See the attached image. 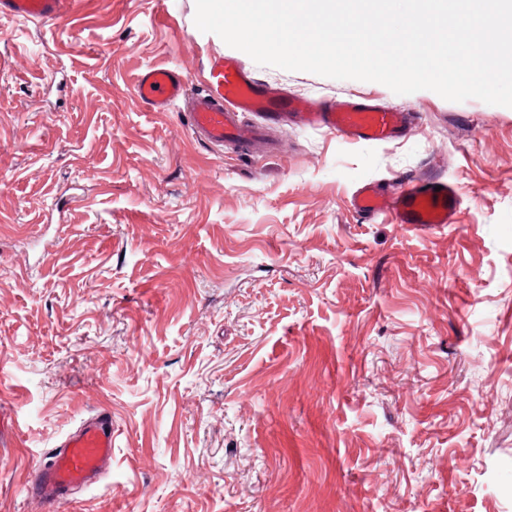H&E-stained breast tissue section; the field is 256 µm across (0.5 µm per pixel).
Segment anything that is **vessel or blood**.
I'll list each match as a JSON object with an SVG mask.
<instances>
[{"mask_svg":"<svg viewBox=\"0 0 512 512\" xmlns=\"http://www.w3.org/2000/svg\"><path fill=\"white\" fill-rule=\"evenodd\" d=\"M72 0H0V16L41 22L63 15ZM208 79L192 91L178 69L149 66L136 81L139 101L156 112L180 109L194 139L220 147L254 144L258 127L242 124L240 113L257 115L261 125L299 123L326 129L353 143L379 144L404 136L409 115L366 98L349 97L315 103L257 81L239 59L215 55L207 63ZM460 205L455 186L437 178L407 181L386 193L376 183H363L354 208L366 218L391 214L410 229L452 223ZM112 465V416L105 410L91 414L58 446L34 464L26 489L46 512H55L73 490L98 483Z\"/></svg>","mask_w":512,"mask_h":512,"instance_id":"b4317fda","label":"vessel or blood"}]
</instances>
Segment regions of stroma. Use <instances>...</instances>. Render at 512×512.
<instances>
[{
    "instance_id": "1",
    "label": "stroma",
    "mask_w": 512,
    "mask_h": 512,
    "mask_svg": "<svg viewBox=\"0 0 512 512\" xmlns=\"http://www.w3.org/2000/svg\"><path fill=\"white\" fill-rule=\"evenodd\" d=\"M195 0L0 18V512L112 414V470L58 512H512V107L251 64L316 100L415 116L352 144L194 141L137 74L193 91L232 54ZM455 184L453 223L355 212L365 181Z\"/></svg>"
}]
</instances>
